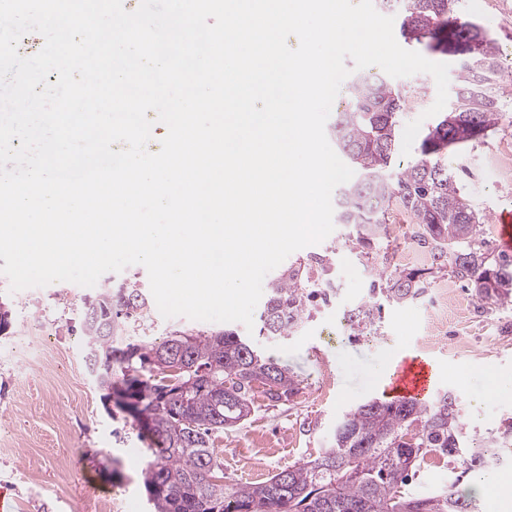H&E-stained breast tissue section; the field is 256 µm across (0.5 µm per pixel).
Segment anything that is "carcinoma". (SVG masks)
Instances as JSON below:
<instances>
[{
  "label": "carcinoma",
  "mask_w": 512,
  "mask_h": 512,
  "mask_svg": "<svg viewBox=\"0 0 512 512\" xmlns=\"http://www.w3.org/2000/svg\"><path fill=\"white\" fill-rule=\"evenodd\" d=\"M397 9L406 43L452 56L459 63L455 100L424 133L418 155L397 162L398 127L407 92L380 78L355 76L347 108L336 113L331 135L354 167L356 180L341 189L339 221L369 247L397 202L420 228L434 260L475 290L486 305L512 302V261H490L476 244L484 218L471 207L444 156L487 137L500 119V65L495 39L458 17L459 0H381ZM328 260L291 265L270 283L260 333L286 336L308 311L313 270ZM381 289L394 302L419 294V278L391 272ZM83 333L88 365L99 388L127 398L155 445L143 471L154 512H475L473 500L449 488L429 496L402 492L417 462L437 453L460 462L462 473L494 462L492 444H474L450 394L423 405L372 400L337 424L331 447L313 460L289 466L267 480L224 483L212 433L233 428L251 413L256 383L272 400L295 393L296 381L231 330L177 333L164 342L123 336V320L143 309L138 288L98 292L85 302Z\"/></svg>",
  "instance_id": "cac0c4a2"
}]
</instances>
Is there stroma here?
Listing matches in <instances>:
<instances>
[{"instance_id": "35a3bbf8", "label": "stroma", "mask_w": 512, "mask_h": 512, "mask_svg": "<svg viewBox=\"0 0 512 512\" xmlns=\"http://www.w3.org/2000/svg\"><path fill=\"white\" fill-rule=\"evenodd\" d=\"M460 5L461 17L481 24L497 42L503 112L496 129L464 152L449 153L447 164L485 218L483 251L499 259L504 252L491 217L512 210V179H496L488 161L512 156V0H461ZM416 231V224H408L400 236L383 235L364 249L339 224L320 244L289 255L291 264L330 258L333 284L329 297L314 299L308 315L285 337L250 333L237 322L166 319L152 300L143 317L126 321V336L153 343L178 331L232 328L296 380L297 391L286 400L254 393L250 416L215 434L225 483L261 482L324 452L347 412L382 397L373 375L392 350L431 361L435 393L456 397L469 435L503 437L512 423V397H485L482 374L512 378V303L480 304L470 285L448 266L435 264ZM398 268L418 274L419 295L396 303L372 294L380 272ZM89 293L70 282L13 293L0 275V307L9 312V326L0 332V446H11L0 449V487L16 498L18 512H152L141 478L150 441L85 371L82 323ZM365 304L372 306V317L352 322ZM45 339L54 365H29L16 352L18 345ZM456 480L465 486L471 477L456 463L437 458L420 465L408 490L429 495Z\"/></svg>"}]
</instances>
